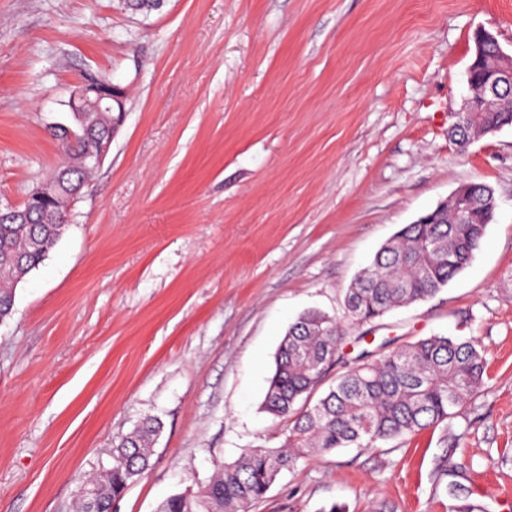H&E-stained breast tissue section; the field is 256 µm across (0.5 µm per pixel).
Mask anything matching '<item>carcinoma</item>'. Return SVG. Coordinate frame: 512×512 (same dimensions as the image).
<instances>
[{
  "instance_id": "cac0c4a2",
  "label": "carcinoma",
  "mask_w": 512,
  "mask_h": 512,
  "mask_svg": "<svg viewBox=\"0 0 512 512\" xmlns=\"http://www.w3.org/2000/svg\"><path fill=\"white\" fill-rule=\"evenodd\" d=\"M479 124H512V112H481ZM77 138L52 133L61 159L48 179L46 196L11 220L0 208V322L12 314L13 289L46 259L61 237L70 193L83 189L94 168L83 163L112 128L110 112L72 115ZM458 200L437 224H408L375 255L372 269L345 296L347 323L321 311H308L289 328L269 379L264 408L288 420V436L279 448H252L225 464L186 494L170 495L159 512H248L263 499L278 475L307 456L336 448H378L429 427L453 433L471 397L488 379L487 359L474 339L433 335L375 356L361 352L348 363L340 355L348 330H358L393 308L421 301L445 287L470 263L484 235L481 212L471 223L454 220ZM343 372L319 398L329 370ZM160 431L155 420L143 422L114 448L115 464L94 487L97 512L112 502L150 466L152 444Z\"/></svg>"
}]
</instances>
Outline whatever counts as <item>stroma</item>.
Listing matches in <instances>:
<instances>
[{
  "instance_id": "stroma-1",
  "label": "stroma",
  "mask_w": 512,
  "mask_h": 512,
  "mask_svg": "<svg viewBox=\"0 0 512 512\" xmlns=\"http://www.w3.org/2000/svg\"><path fill=\"white\" fill-rule=\"evenodd\" d=\"M512 47V0H0V201L60 153L86 76L121 88L112 148L0 322V512H72L119 439L160 421L149 469L113 512H157L250 448L275 354L309 309L344 313L354 279L459 186L497 207L468 266L397 308L346 358L476 338L485 387L454 422L384 450L341 448L283 472L250 512H512V126L460 147L478 27Z\"/></svg>"
}]
</instances>
